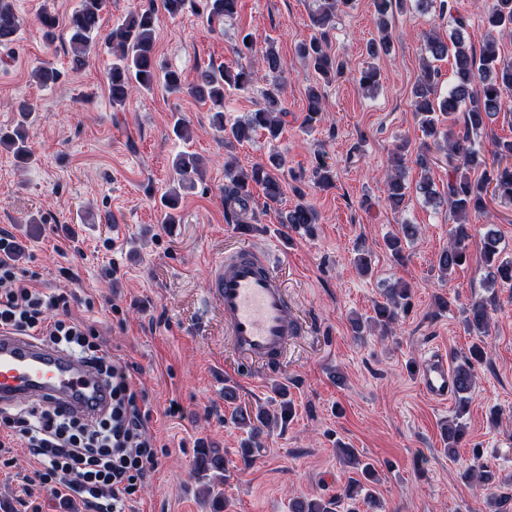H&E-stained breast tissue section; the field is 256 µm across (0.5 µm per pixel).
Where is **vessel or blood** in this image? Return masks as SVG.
<instances>
[{"label":"vessel or blood","mask_w":512,"mask_h":512,"mask_svg":"<svg viewBox=\"0 0 512 512\" xmlns=\"http://www.w3.org/2000/svg\"><path fill=\"white\" fill-rule=\"evenodd\" d=\"M208 295L223 311L234 349L249 362L278 366L300 330L266 253L240 250L215 259ZM417 380L421 391L437 403H448L454 394L453 375L442 353L424 358ZM107 399L103 380L80 359L28 337L0 332V406L47 404L91 418Z\"/></svg>","instance_id":"b4317fda"}]
</instances>
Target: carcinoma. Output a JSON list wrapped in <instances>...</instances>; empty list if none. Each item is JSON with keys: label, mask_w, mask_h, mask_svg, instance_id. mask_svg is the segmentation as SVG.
<instances>
[{"label": "carcinoma", "mask_w": 512, "mask_h": 512, "mask_svg": "<svg viewBox=\"0 0 512 512\" xmlns=\"http://www.w3.org/2000/svg\"><path fill=\"white\" fill-rule=\"evenodd\" d=\"M239 0H203V12L209 22H222L233 18L238 12ZM311 24L317 35L299 44L298 54L310 68L326 83L343 75V63L331 53L326 33L333 26L336 11L348 6L351 0H314ZM407 0H375L379 39L367 44L368 55L375 59L388 51V14L392 5H404ZM418 5L427 8L438 6V11L452 19L455 28L443 41L440 37H427L425 54L421 58V75L411 92L412 106L426 141L422 142L416 163L422 170L429 167L428 151L435 147L447 153L453 162L448 173V185L444 191L449 210L454 218L450 244L438 259V272L445 279L468 261L467 242L477 232L471 218L487 211L488 196L512 200V140H496L493 143V159L487 161L477 145L478 137L485 131L493 118L512 101V61L499 56L495 39H488L481 50L476 52L464 41L462 30L466 26L465 17L459 11L460 0H416ZM110 0H79L78 7L68 18L66 29L72 51V68L82 69L88 62V54L94 38L100 31L101 16L108 10ZM186 6V0H155L130 11L124 19L112 27L105 36V45L113 56L108 71L107 85L112 104L123 105L135 92L151 91L157 83H162L170 94H188L201 102L209 103L213 111L212 124L216 131L224 135V145L231 147L249 141L253 135L263 130L267 138L276 140L282 131L283 84L280 75L283 63L276 52L274 42L267 43L261 54V64L271 74L268 86L263 90V103L243 119L233 121L224 117V97L229 90L246 92L255 82L256 71L241 61L233 65L200 66L196 78L187 84L175 69L162 70L156 59L155 32L160 21V13L170 17L179 15ZM43 38L52 44L58 38V20L45 12L38 18ZM484 21L492 31H512V0H491L485 8ZM20 22L11 0H0V45L15 41ZM453 57V81L448 93L439 91L440 72L433 61L446 56ZM380 70L374 64L367 65L359 74V84L369 90L378 85ZM307 115L309 125L321 119L322 93L319 86L307 90ZM18 120L12 131L0 133V145L11 150L17 158L28 163L33 154L26 138V126L32 119V108L25 102L17 107ZM464 113L463 125L456 128L450 124L443 127L441 117H452ZM407 145L396 146L387 173V199L399 206L409 195L406 182L405 161ZM285 160L281 154L273 152L267 160L258 163L248 171L237 168L231 161L224 164V212L230 218H238L239 213L249 207L250 188L260 185L265 198L271 202L279 200L282 194L281 177L284 176ZM178 186L185 187L193 178H202L204 168L200 158L190 152H180L172 160ZM314 184L323 189L334 185L335 175L326 164H319L312 173ZM179 200V193L172 188L161 198L163 223L177 224L179 220L172 213ZM281 223L294 229L310 230L318 223L317 212L307 204L298 203L281 217ZM420 232L416 224L401 225V233L389 235L385 246L394 260L404 258L403 241L415 239ZM499 239L490 231L484 235L482 262L487 267V287L498 284L512 287V259L504 258L498 250ZM410 289L393 285L383 290L382 300L376 302L374 315L352 320L353 336L360 338L372 325L387 334L399 315L407 311ZM493 299H475L462 309L463 324L469 334L478 338L465 363L455 368L458 408L455 417L444 427L443 440L446 441L448 457L456 456L460 440L465 434L466 424L462 422L469 404V394L476 381V366L486 360L485 338L489 336ZM234 421L247 431L248 437L242 442L240 456L249 460L260 447L261 437L278 422V416L263 408L250 411L242 408L235 413ZM339 455L344 464L355 470L358 477L349 482L336 500L320 498H298L290 503V512H335V507L345 500L356 501L364 497L370 504L376 499L369 486L376 480L374 465L362 460L354 448L341 447ZM197 468L201 471L213 469L221 476L213 487L224 483L229 472V460L220 454L209 455L205 450L197 452ZM465 476L483 486L489 485L492 476L484 465L475 463ZM488 512H512V494L489 491L486 497Z\"/></svg>", "instance_id": "1"}]
</instances>
